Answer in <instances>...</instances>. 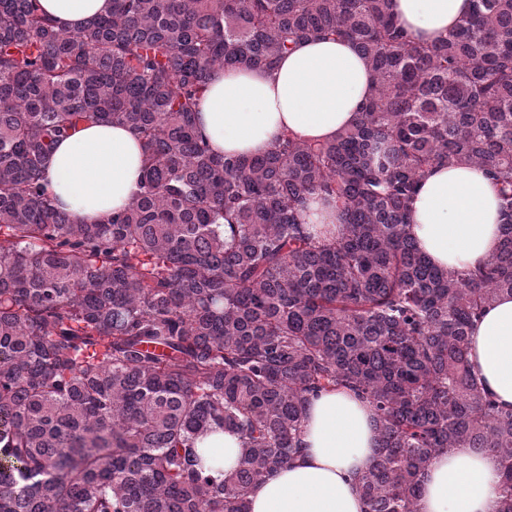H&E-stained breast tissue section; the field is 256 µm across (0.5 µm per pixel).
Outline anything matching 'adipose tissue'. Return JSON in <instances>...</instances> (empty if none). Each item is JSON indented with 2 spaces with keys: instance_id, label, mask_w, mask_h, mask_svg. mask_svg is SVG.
Instances as JSON below:
<instances>
[{
  "instance_id": "obj_1",
  "label": "adipose tissue",
  "mask_w": 512,
  "mask_h": 512,
  "mask_svg": "<svg viewBox=\"0 0 512 512\" xmlns=\"http://www.w3.org/2000/svg\"><path fill=\"white\" fill-rule=\"evenodd\" d=\"M55 25L73 29L107 14L112 0H38ZM470 0H393L399 22L418 42L448 36ZM373 87L367 60L348 40L300 41L273 69L215 72L195 112L199 135L217 155H257L283 134L329 141L354 123ZM144 147L126 127L97 122L57 143L43 179L77 224H97L133 201ZM410 235L437 267H477L498 248L503 222L499 192L473 165L432 167L409 209ZM474 372L498 406L512 408V296L501 295L475 320L468 337ZM214 469L231 472L243 452L233 431L199 444ZM377 456L375 416L351 392L311 398L296 460L270 472L252 490L249 512H365L360 478ZM499 462L488 452L452 448L423 478L419 512H497Z\"/></svg>"
}]
</instances>
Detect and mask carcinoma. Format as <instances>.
I'll return each instance as SVG.
<instances>
[{
	"instance_id": "1",
	"label": "carcinoma",
	"mask_w": 512,
	"mask_h": 512,
	"mask_svg": "<svg viewBox=\"0 0 512 512\" xmlns=\"http://www.w3.org/2000/svg\"><path fill=\"white\" fill-rule=\"evenodd\" d=\"M329 36L374 74L351 127L209 151L194 113L217 70ZM90 122L133 131L143 175L126 209L73 224L42 171ZM436 164L480 166L500 191L478 270L441 269L409 236ZM314 193L335 200L337 236L302 222ZM505 293L512 0H472L429 44L391 0H112L71 31L37 0H0V512H248L300 452L310 398L340 389L375 412L366 512H418L450 448L496 454L512 512V410L468 360L472 322ZM224 429L244 451L218 479L196 442Z\"/></svg>"
}]
</instances>
